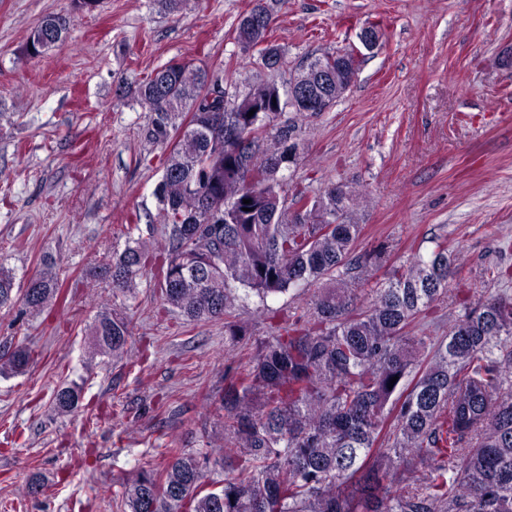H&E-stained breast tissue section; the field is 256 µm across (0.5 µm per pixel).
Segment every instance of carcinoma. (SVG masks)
<instances>
[{
  "mask_svg": "<svg viewBox=\"0 0 512 512\" xmlns=\"http://www.w3.org/2000/svg\"><path fill=\"white\" fill-rule=\"evenodd\" d=\"M278 2L258 0L236 34L282 68L269 41ZM70 22L42 18L27 55L62 41ZM351 52L327 51L282 84L245 78L242 97L220 105L208 99L206 69L189 63L158 67L133 91L150 112L145 138L162 149L160 208L148 238L127 225L124 248L95 271L112 284V303L89 326L98 352L134 365L123 309L150 266L163 304L189 323L224 320L232 349L251 340L234 320L239 289L260 299L263 321L275 318L267 298L316 291L303 315L251 340L248 363L225 364L224 390L208 404L221 433L138 468L123 482L122 512H512V295L458 288L448 333L412 336L448 298V247L388 267L365 305L363 286L388 255L357 252L359 198L334 182L312 196L288 191L286 171L306 159L302 125L316 116L288 88L318 85L316 67L328 69L319 95L331 110L357 75ZM278 108L291 112L282 124ZM14 287L0 265V309L52 310L58 262L43 261L22 293ZM31 359L23 343L0 349V376ZM82 392L76 381L54 388L55 410L74 412ZM220 470L224 480H212Z\"/></svg>",
  "mask_w": 512,
  "mask_h": 512,
  "instance_id": "1",
  "label": "carcinoma"
}]
</instances>
